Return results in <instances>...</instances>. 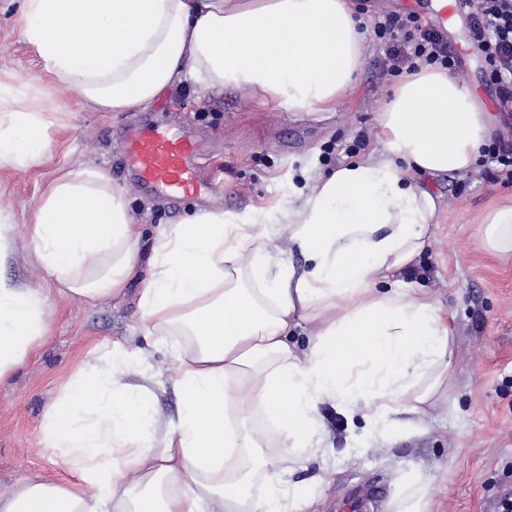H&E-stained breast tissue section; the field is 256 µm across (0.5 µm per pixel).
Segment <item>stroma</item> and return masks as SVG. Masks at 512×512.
<instances>
[{
  "mask_svg": "<svg viewBox=\"0 0 512 512\" xmlns=\"http://www.w3.org/2000/svg\"><path fill=\"white\" fill-rule=\"evenodd\" d=\"M368 30L366 59L357 93L336 111L287 112L260 105L232 87L204 92L193 83L167 90L157 102L132 112H95L78 103L64 85L51 88L67 128L55 135L41 164L0 165V220L12 227L13 245L0 275L21 288L44 287V272L28 234L41 188L62 164L90 162L126 187L129 212L140 229L139 264H146L161 226L178 223L198 209L239 211L288 192V172L366 160L379 145L373 132L390 88L401 78L384 45L371 34L385 14L436 8L437 0H352ZM17 0H0V82L19 88L40 76L41 62L20 37ZM445 37L461 53L458 76L495 113V138L512 145V114L499 111L484 78L481 57L467 47L464 17L448 22ZM156 126L188 133L202 145L204 172L219 168L223 186L170 208L160 193L140 187L124 167L125 138L133 129ZM489 157L477 171L425 178L444 209L430 246L399 273L408 287L438 299L453 329L448 391L426 406L411 425L374 428L342 408L321 407L327 461L336 475L322 488L316 512H403L406 487L414 481L436 489L430 512H501L512 498V257L483 247L478 217L512 198V184L497 181ZM142 277L123 296L89 301L54 296L42 343L10 376L0 380V494L24 479L74 481L75 476L44 449L42 422L79 365L97 364L107 347L149 351L147 366L123 370L128 382L144 371L169 368L167 350L152 347L136 330Z\"/></svg>",
  "mask_w": 512,
  "mask_h": 512,
  "instance_id": "stroma-1",
  "label": "stroma"
}]
</instances>
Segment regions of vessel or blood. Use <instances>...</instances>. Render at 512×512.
<instances>
[{
	"mask_svg": "<svg viewBox=\"0 0 512 512\" xmlns=\"http://www.w3.org/2000/svg\"><path fill=\"white\" fill-rule=\"evenodd\" d=\"M462 8L461 0H443L429 22L445 30ZM198 143L182 134L153 129L134 130L126 136L125 168L145 187L176 200L198 194L201 189Z\"/></svg>",
	"mask_w": 512,
	"mask_h": 512,
	"instance_id": "vessel-or-blood-1",
	"label": "vessel or blood"
}]
</instances>
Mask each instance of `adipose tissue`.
I'll return each mask as SVG.
<instances>
[{"label": "adipose tissue", "mask_w": 512, "mask_h": 512, "mask_svg": "<svg viewBox=\"0 0 512 512\" xmlns=\"http://www.w3.org/2000/svg\"><path fill=\"white\" fill-rule=\"evenodd\" d=\"M22 38L44 75L0 94V164L33 166L63 125L49 84L87 109L129 112L188 81L231 86L289 112H332L366 57L348 0H21ZM494 120L469 85L439 67L406 74L378 117V156L313 171L288 196L232 212L203 209L163 228L140 291L138 331L167 345L173 373L133 385L141 356L121 345L76 372L47 411L44 446L77 484L27 479L0 512H300L308 485L280 464L319 461L320 407L401 426L448 384L452 330L430 294L396 275L440 222L422 176L472 171ZM491 253H512V203L480 218ZM287 231L307 265L270 250ZM140 232L127 191L93 164L49 180L31 239L51 288L0 278V379L42 340L52 292L121 296ZM317 324L307 347L292 328ZM167 381L176 422L150 410Z\"/></svg>", "instance_id": "ef3b65f1"}]
</instances>
